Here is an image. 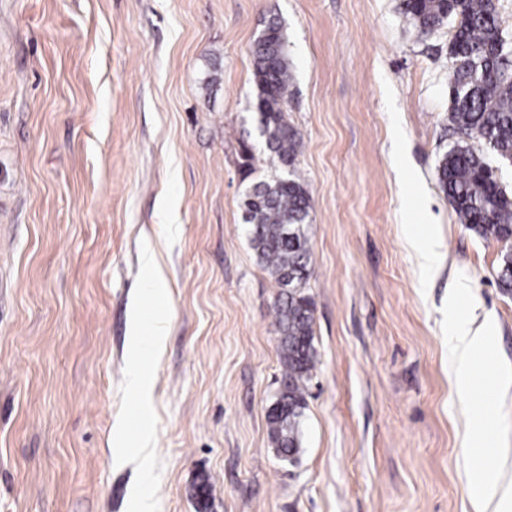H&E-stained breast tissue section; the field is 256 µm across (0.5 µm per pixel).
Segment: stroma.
<instances>
[{
    "instance_id": "35a3bbf8",
    "label": "stroma",
    "mask_w": 512,
    "mask_h": 512,
    "mask_svg": "<svg viewBox=\"0 0 512 512\" xmlns=\"http://www.w3.org/2000/svg\"><path fill=\"white\" fill-rule=\"evenodd\" d=\"M273 17L311 196L315 369L291 464L268 434L277 289L242 208L271 173L251 49ZM454 31L419 33L403 0H0V512H133L143 493L157 512H476L481 399L512 476V389L469 402L449 379L458 276L512 366L504 244L460 224L437 177ZM148 249L162 299L142 292ZM135 308L170 318L145 488Z\"/></svg>"
}]
</instances>
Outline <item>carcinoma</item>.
<instances>
[{
    "instance_id": "cac0c4a2",
    "label": "carcinoma",
    "mask_w": 512,
    "mask_h": 512,
    "mask_svg": "<svg viewBox=\"0 0 512 512\" xmlns=\"http://www.w3.org/2000/svg\"><path fill=\"white\" fill-rule=\"evenodd\" d=\"M404 8L423 34L448 19L457 22L449 45L454 64L448 123L459 140L440 159L438 177L460 223L484 239L511 242L512 195L498 185L484 153L512 157V49L499 25L496 0H404ZM285 44L282 25L271 19L252 47L260 130L274 171L245 194L243 207L252 247L279 288L274 314L288 424L269 419L270 437L275 448L296 455L315 368L314 310L306 294L310 193L291 172L297 140L284 115L292 80ZM474 141L485 149L475 148ZM497 281L512 292V246L500 254Z\"/></svg>"
}]
</instances>
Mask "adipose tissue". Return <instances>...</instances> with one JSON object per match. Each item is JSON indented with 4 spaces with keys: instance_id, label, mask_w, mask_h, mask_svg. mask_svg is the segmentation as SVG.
Segmentation results:
<instances>
[{
    "instance_id": "ef3b65f1",
    "label": "adipose tissue",
    "mask_w": 512,
    "mask_h": 512,
    "mask_svg": "<svg viewBox=\"0 0 512 512\" xmlns=\"http://www.w3.org/2000/svg\"><path fill=\"white\" fill-rule=\"evenodd\" d=\"M470 285L459 280L448 295V363L456 393L471 399L478 384L474 360L488 353L495 343L490 321H477L469 301ZM168 317H154L150 329H143L139 316L130 323L128 369L130 384L138 393V409L151 406L152 382L146 356L159 355L169 332ZM470 483L479 512H512V481L506 480L495 457L471 458Z\"/></svg>"
}]
</instances>
